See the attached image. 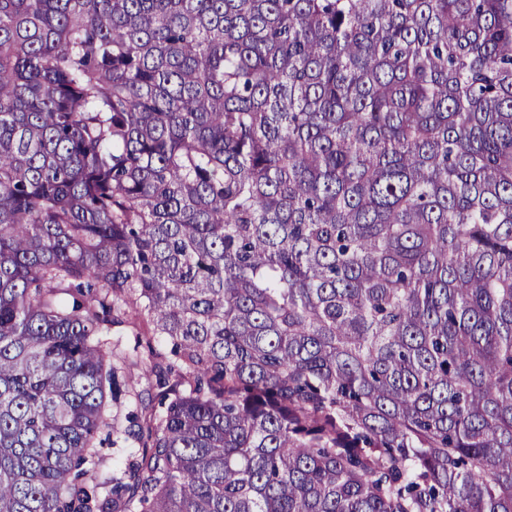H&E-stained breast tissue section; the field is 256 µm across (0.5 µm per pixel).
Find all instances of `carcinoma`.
<instances>
[{
  "label": "carcinoma",
  "instance_id": "cac0c4a2",
  "mask_svg": "<svg viewBox=\"0 0 512 512\" xmlns=\"http://www.w3.org/2000/svg\"><path fill=\"white\" fill-rule=\"evenodd\" d=\"M0 512H512V0H0ZM134 447V442L129 439L124 441L123 438L118 439L117 444L106 447L102 450V462L97 467L96 476L103 480L120 473L121 466L116 465L117 462L124 461Z\"/></svg>",
  "mask_w": 512,
  "mask_h": 512
}]
</instances>
